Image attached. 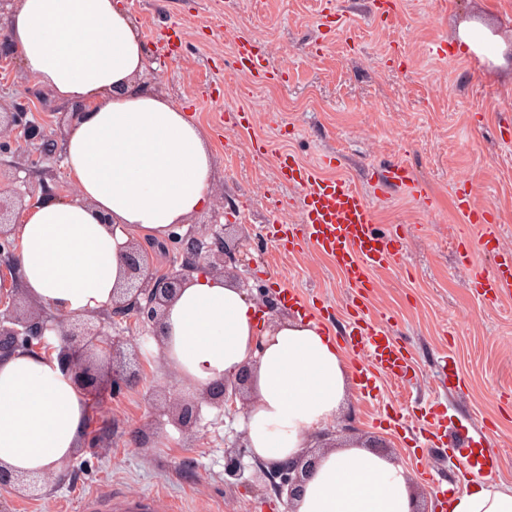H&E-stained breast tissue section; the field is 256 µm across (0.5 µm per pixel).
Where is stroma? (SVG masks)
<instances>
[{"label":"stroma","mask_w":512,"mask_h":512,"mask_svg":"<svg viewBox=\"0 0 512 512\" xmlns=\"http://www.w3.org/2000/svg\"><path fill=\"white\" fill-rule=\"evenodd\" d=\"M150 54L162 63L151 82L204 124L215 156L211 207L192 219L195 234L224 225L250 240L235 275L251 295L292 289L337 338L350 330L351 291L326 257L289 256L267 233L277 209L299 221L296 189L279 184V152L319 164L332 157V176L346 179L377 209L381 229L397 231L406 250L376 273L366 313L407 346L412 377L380 379L373 390L351 384L336 420L350 434L402 463L422 512H438L432 480L466 490L458 461L477 447L498 453L490 485L512 486V295L479 296L460 258L472 232L458 213L454 187L467 182L477 205L493 208L504 247L512 249V59L492 61L464 50L461 24L483 23L512 44V0H397L379 18L372 0H123ZM256 39L279 78L256 82L234 63L239 37ZM450 57L430 53L433 43ZM252 111L249 130L234 122ZM267 142L265 154L253 140ZM406 166L427 192L418 202L404 189L381 185L382 170ZM452 356L459 378L445 386L439 371ZM137 379L119 392L92 394L94 447L79 448L77 467L63 466L34 500L0 489V512H80L92 493L118 500L155 497L158 512H287L286 499L263 482L227 484L224 451L243 436L240 416L206 406L196 432L181 433L163 395L187 388L158 355L143 354ZM440 406L448 419L446 448L430 446L424 413ZM487 425L483 445L466 430ZM146 430L149 447L133 434Z\"/></svg>","instance_id":"35a3bbf8"}]
</instances>
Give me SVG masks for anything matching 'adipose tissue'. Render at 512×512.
Wrapping results in <instances>:
<instances>
[{"label":"adipose tissue","mask_w":512,"mask_h":512,"mask_svg":"<svg viewBox=\"0 0 512 512\" xmlns=\"http://www.w3.org/2000/svg\"><path fill=\"white\" fill-rule=\"evenodd\" d=\"M7 33L23 73L85 111L63 143L74 187L27 201L15 226L22 288L36 306L84 316L111 307L130 242L165 241L207 209L216 180L209 137L145 81L147 48L122 0H15ZM178 379L205 390L253 371L247 444L265 463L301 455L336 416L350 383L342 352L311 322L270 320L233 279L192 274L165 309L154 343ZM85 391L57 353L0 356V465L58 475L83 444ZM402 465L349 440L326 450L294 512H412ZM448 512H512V488L473 485Z\"/></svg>","instance_id":"1"}]
</instances>
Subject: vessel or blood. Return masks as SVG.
I'll return each instance as SVG.
<instances>
[{"label":"vessel or blood","mask_w":512,"mask_h":512,"mask_svg":"<svg viewBox=\"0 0 512 512\" xmlns=\"http://www.w3.org/2000/svg\"><path fill=\"white\" fill-rule=\"evenodd\" d=\"M237 62L257 80L275 77L252 39H239ZM278 179L298 190L300 221L296 224L273 221L272 236L288 252L308 251L330 257L344 274L355 298H366L376 286L374 272L401 259L402 237L394 231L385 234L375 231L376 209L362 192L344 179L321 175L316 166L303 163L292 154H280ZM382 180L406 187L413 197L424 195L423 188L405 166L386 169ZM454 202L467 223L480 230L469 242L468 255H489L495 259L491 270L472 267L473 287L485 296L498 298L511 294L512 251L504 250L496 236V213L491 208L476 206L462 185L455 189ZM342 343L346 350L360 355L356 372L364 384H371L380 376L395 381L408 378L412 368L408 350L358 305L352 308L351 329Z\"/></svg>","instance_id":"b4317fda"}]
</instances>
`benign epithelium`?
Here are the masks:
<instances>
[{
  "label": "benign epithelium",
  "instance_id": "7a95c632",
  "mask_svg": "<svg viewBox=\"0 0 512 512\" xmlns=\"http://www.w3.org/2000/svg\"><path fill=\"white\" fill-rule=\"evenodd\" d=\"M32 99L19 98L6 106L0 103V153L12 152V140L22 138L31 146L46 151L48 129L31 117ZM48 186L38 180L20 179L14 166L0 167V279L15 284L17 259L13 250L14 224L23 209L25 199L45 193ZM170 242L180 246V263L166 272L154 271L150 252L132 244L125 252L126 281L120 295L112 302V317L123 319L129 315L150 336L158 337L163 307L193 272L205 267L220 274L230 273L235 265L236 246L224 238V228L212 231V242L204 241L189 231L185 235L172 233ZM62 336L61 355L75 382L88 390H96L108 383L120 389L131 381V372L125 366L112 368L111 375L103 373L100 362L108 361L126 343L120 334L105 330L97 314L76 317L61 325L60 318L20 301L10 288L0 293V355L18 348L55 350L48 333ZM252 379V369L244 366L204 393L201 399L173 398L169 410L175 422L185 432H192L200 420L202 403L215 404L229 412L238 411L237 404H246ZM247 443L238 441L225 450L224 473L240 479L245 470L243 458ZM317 458L304 454L272 465L256 463V468L278 497L288 503L301 496L308 474L314 469ZM45 479L42 476H19L0 467V487L14 488L30 498L42 496Z\"/></svg>",
  "mask_w": 512,
  "mask_h": 512
}]
</instances>
